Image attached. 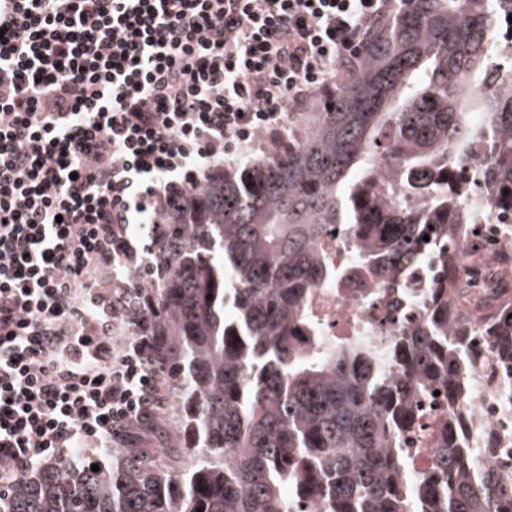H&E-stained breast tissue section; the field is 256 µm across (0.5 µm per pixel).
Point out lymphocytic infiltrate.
<instances>
[{
  "mask_svg": "<svg viewBox=\"0 0 512 512\" xmlns=\"http://www.w3.org/2000/svg\"><path fill=\"white\" fill-rule=\"evenodd\" d=\"M391 4L0 0L1 484L153 427L165 214L286 137Z\"/></svg>",
  "mask_w": 512,
  "mask_h": 512,
  "instance_id": "1",
  "label": "lymphocytic infiltrate"
}]
</instances>
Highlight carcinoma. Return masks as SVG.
I'll return each mask as SVG.
<instances>
[{
	"mask_svg": "<svg viewBox=\"0 0 512 512\" xmlns=\"http://www.w3.org/2000/svg\"><path fill=\"white\" fill-rule=\"evenodd\" d=\"M512 0H404L375 29L308 133L268 158L209 172L169 212L154 247L156 335L164 337L181 439L155 455L112 451L94 472L69 459L0 486V512H499L512 477L470 460L463 432L444 430L416 474L391 427L410 422L415 397L457 386L483 356L512 371V307L474 321L444 297L422 329L401 332L392 370L356 339H321L308 302L316 287L365 274L401 285L422 262L419 241L462 261L458 204L476 141L491 204L512 212ZM434 229H429V226ZM329 241L355 260L321 262Z\"/></svg>",
	"mask_w": 512,
	"mask_h": 512,
	"instance_id": "cac0c4a2",
	"label": "carcinoma"
}]
</instances>
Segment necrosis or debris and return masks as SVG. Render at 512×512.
<instances>
[{"mask_svg": "<svg viewBox=\"0 0 512 512\" xmlns=\"http://www.w3.org/2000/svg\"><path fill=\"white\" fill-rule=\"evenodd\" d=\"M466 176L474 181L475 189L461 206L476 213L468 234L476 251L469 254L457 271L463 293L472 309H483L496 299L499 283L490 266V257L498 252L503 239L502 224L480 219L479 214L490 200L489 190L475 169ZM432 264L424 262L408 288L382 289L372 303L360 296L356 287L345 285L338 290L316 291V315L324 336H356L371 344L381 360H389V348L402 329L421 325L432 311L431 294L436 285L431 280ZM457 407L462 415L486 428V435L470 433L469 445L477 465H489L501 472H512V389L502 380H486L483 374L472 376L460 394ZM448 418V395H428L422 398L413 423L395 430L413 471L423 472L431 464L430 444L436 429Z\"/></svg>", "mask_w": 512, "mask_h": 512, "instance_id": "necrosis-or-debris-1", "label": "necrosis or debris"}]
</instances>
